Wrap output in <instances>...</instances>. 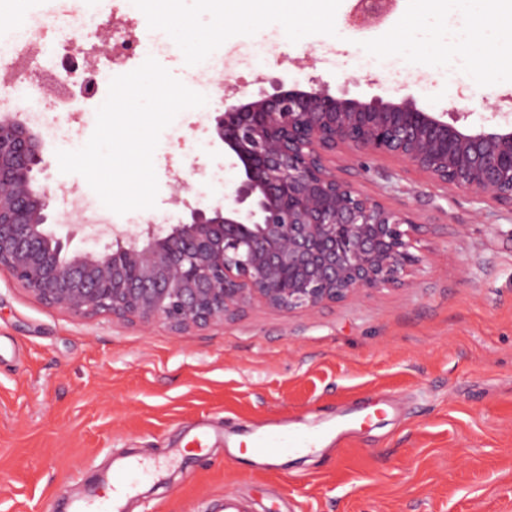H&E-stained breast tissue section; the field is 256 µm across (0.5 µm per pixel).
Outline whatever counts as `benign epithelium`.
Instances as JSON below:
<instances>
[{
    "mask_svg": "<svg viewBox=\"0 0 512 512\" xmlns=\"http://www.w3.org/2000/svg\"><path fill=\"white\" fill-rule=\"evenodd\" d=\"M395 0H357L349 23L368 27ZM260 91L224 108L215 132L240 168L223 202L189 209L164 229L106 224L104 249L74 250L79 228L51 211L34 169L42 139L0 114V271L48 306L78 317L161 322L180 332L222 326L245 309L314 311L404 282L419 224L336 172L329 159L394 158L435 184L512 208V121L458 125L413 96L384 99L305 87ZM67 225L61 235L55 227Z\"/></svg>",
    "mask_w": 512,
    "mask_h": 512,
    "instance_id": "7a95c632",
    "label": "benign epithelium"
}]
</instances>
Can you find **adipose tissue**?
I'll list each match as a JSON object with an SVG mask.
<instances>
[{
    "label": "adipose tissue",
    "instance_id": "ef3b65f1",
    "mask_svg": "<svg viewBox=\"0 0 512 512\" xmlns=\"http://www.w3.org/2000/svg\"><path fill=\"white\" fill-rule=\"evenodd\" d=\"M325 0H152L159 21L174 35H183L192 25L200 4L235 28L276 23L282 15L295 18L309 11L318 25L329 24ZM494 0H416L419 20H427L432 10L446 15H463L467 34L462 49L480 64L506 67L512 76V7L497 9Z\"/></svg>",
    "mask_w": 512,
    "mask_h": 512
}]
</instances>
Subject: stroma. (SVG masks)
Returning <instances> with one entry per match:
<instances>
[{
	"label": "stroma",
	"instance_id": "1",
	"mask_svg": "<svg viewBox=\"0 0 512 512\" xmlns=\"http://www.w3.org/2000/svg\"><path fill=\"white\" fill-rule=\"evenodd\" d=\"M356 0H331L333 32L308 23L216 29L200 11L187 43L167 39L157 61L185 80L188 49L231 44L225 85L181 111L153 155L156 205L112 214L113 224L170 225L186 202L214 205L239 175L214 133L225 104L257 95L260 77L326 82L331 92L394 94L386 69L409 75L403 90L436 112L465 111L487 124L512 106V82L476 71L455 51L465 23L439 16L446 56L410 64L391 39L413 11L392 13L360 39ZM16 18L64 10L141 34L152 5L130 0H0ZM43 137L38 184L65 209L72 195L103 204L85 178L59 169L53 129ZM359 187L409 212L421 230L419 262L404 284L316 311L248 310L224 326L177 332L162 323L76 317L43 304L0 272V512H70L102 499L112 468L137 456L158 467L126 512H214L225 496L246 512H512V209L448 191L392 159L345 157ZM188 184L173 201L176 180ZM279 420L330 428L335 439L307 457L267 465L229 454L237 425Z\"/></svg>",
	"mask_w": 512,
	"mask_h": 512
}]
</instances>
